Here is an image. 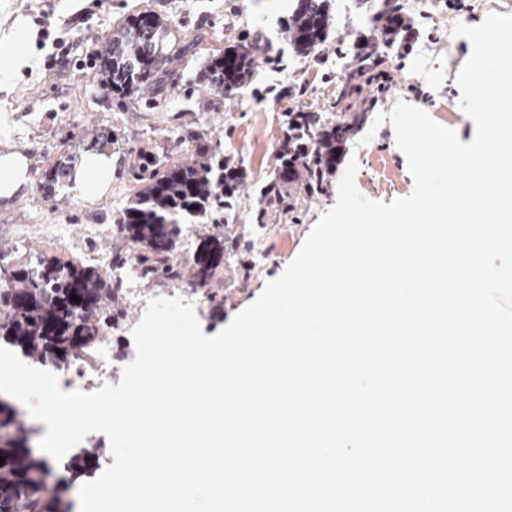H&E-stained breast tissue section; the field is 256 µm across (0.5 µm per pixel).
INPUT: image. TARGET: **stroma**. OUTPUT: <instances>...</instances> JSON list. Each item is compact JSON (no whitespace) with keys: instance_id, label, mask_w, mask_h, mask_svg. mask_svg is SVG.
<instances>
[{"instance_id":"stroma-1","label":"stroma","mask_w":512,"mask_h":512,"mask_svg":"<svg viewBox=\"0 0 512 512\" xmlns=\"http://www.w3.org/2000/svg\"><path fill=\"white\" fill-rule=\"evenodd\" d=\"M53 35L72 46L71 62L51 71L43 67L46 50L32 49L31 64L15 78L0 85V154L6 149L22 152L29 160L30 190L21 203H0V265L34 263L37 257L74 260L69 245L41 236L19 241L20 225L45 221L68 224L73 234L85 225L110 224L111 236L101 249L124 254L131 242L115 225L136 187L142 158L160 157L162 166L187 160L194 137L216 145L245 172L234 208L225 211L228 224H250L263 232L266 259L261 268L251 264L249 234H242L243 248L225 251L224 259L205 287L224 300L221 313L207 315L200 325L205 335L224 329L262 293L266 283L281 275L299 254L321 215L337 199L345 172L337 167L325 193L288 191L294 214L264 210L263 188L277 175L278 152L292 112H313L326 125L343 119L337 99L356 64L354 57L370 52L394 68L396 85L386 102L378 104L356 124L346 144V158L356 159L355 182L361 195L373 202L390 203L409 196L414 180L391 124L375 125L378 114L393 110L398 102L423 108L438 124L454 130L461 142H470L475 125L461 105L458 74L471 54V43L453 36L461 23L481 24L488 14H512V0H485L483 9L466 8L451 14L440 4L430 14H415L419 30L411 52L398 57L396 47L383 43L369 18L372 0H349L350 20L341 17L339 0H332L328 36L321 49L327 60L314 64L292 50L283 34L297 0H54ZM92 7L88 20L71 25L84 7ZM150 11L166 23L165 51L180 54L178 76L161 96L137 93L113 98L104 85L96 62L106 38L128 17ZM260 43L267 55L280 58L279 67L260 65L233 96H216L198 79L206 58L234 46ZM428 92L432 100L416 99L412 86ZM112 151L117 161L112 186L102 198L85 202L69 187L54 196L40 189L52 164L78 165L91 151Z\"/></svg>"}]
</instances>
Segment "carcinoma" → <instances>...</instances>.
<instances>
[{
	"instance_id": "cac0c4a2",
	"label": "carcinoma",
	"mask_w": 512,
	"mask_h": 512,
	"mask_svg": "<svg viewBox=\"0 0 512 512\" xmlns=\"http://www.w3.org/2000/svg\"><path fill=\"white\" fill-rule=\"evenodd\" d=\"M328 0H297L285 33L295 52L305 56L326 39ZM163 19L142 12L112 33L99 57L102 81L122 100L135 92L158 94L176 73L175 56L160 47ZM255 61L239 47L211 57L199 80L217 95H229L250 79ZM68 163L61 161L44 175V190L55 193L66 181ZM242 169L224 168L217 147L202 140L189 159L162 169L155 165L142 178L119 219V230L138 245L142 261L161 269L173 258L181 225L203 221L224 207V186L236 187ZM224 259V235L206 233L193 258L192 277L204 286ZM0 282V340L41 364L65 369L75 348L90 349L116 319L118 290L95 265L40 259L36 268L9 269ZM80 298L76 303L71 296ZM107 454L102 443L90 444L63 463L67 475L54 486L47 477L48 460L30 448V430L7 400L0 399V512H72L69 482L90 474Z\"/></svg>"
}]
</instances>
